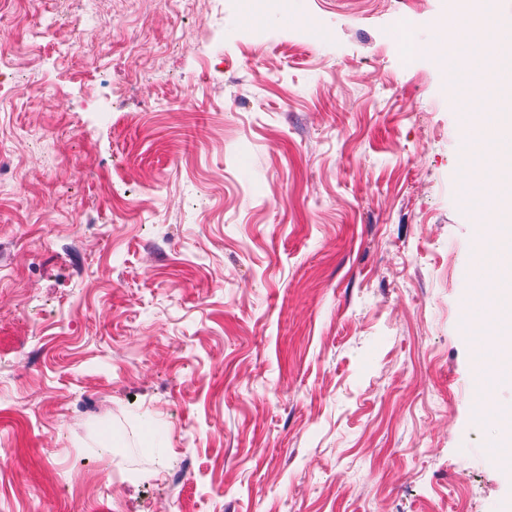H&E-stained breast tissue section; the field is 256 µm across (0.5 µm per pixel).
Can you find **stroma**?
I'll list each match as a JSON object with an SVG mask.
<instances>
[{
  "mask_svg": "<svg viewBox=\"0 0 512 512\" xmlns=\"http://www.w3.org/2000/svg\"><path fill=\"white\" fill-rule=\"evenodd\" d=\"M450 5L0 0V512H512ZM460 24L456 21L451 25H442L438 29V36L435 45L439 48L433 47V51L441 58L450 59L461 42Z\"/></svg>",
  "mask_w": 512,
  "mask_h": 512,
  "instance_id": "obj_1",
  "label": "stroma"
}]
</instances>
